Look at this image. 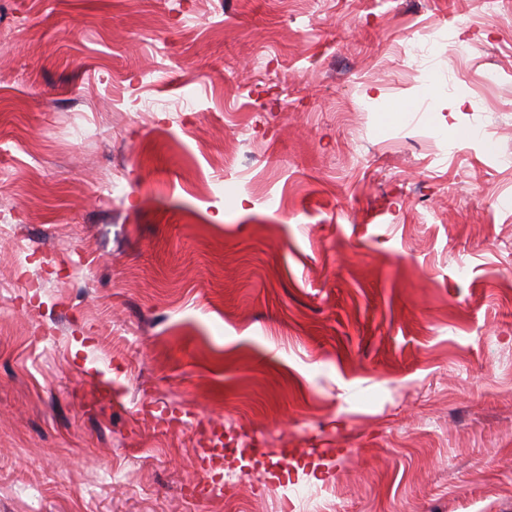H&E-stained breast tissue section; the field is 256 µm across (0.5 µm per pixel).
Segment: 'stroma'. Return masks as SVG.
Here are the masks:
<instances>
[{"label": "stroma", "mask_w": 512, "mask_h": 512, "mask_svg": "<svg viewBox=\"0 0 512 512\" xmlns=\"http://www.w3.org/2000/svg\"><path fill=\"white\" fill-rule=\"evenodd\" d=\"M1 42L0 512H512V0H0ZM219 424L262 488L199 494Z\"/></svg>", "instance_id": "stroma-1"}]
</instances>
